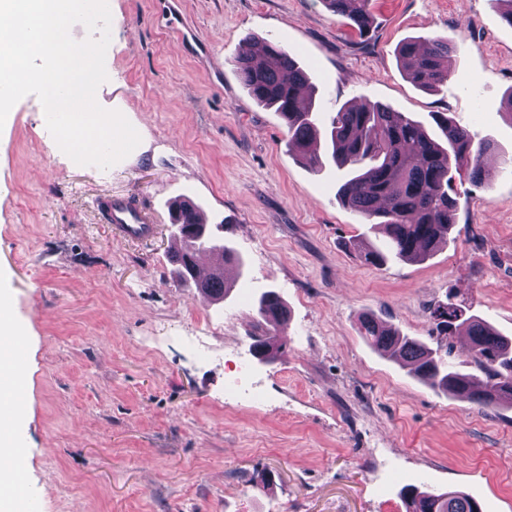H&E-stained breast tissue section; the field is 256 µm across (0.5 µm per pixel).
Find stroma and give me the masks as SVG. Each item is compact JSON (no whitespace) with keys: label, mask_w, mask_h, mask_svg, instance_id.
Wrapping results in <instances>:
<instances>
[{"label":"stroma","mask_w":512,"mask_h":512,"mask_svg":"<svg viewBox=\"0 0 512 512\" xmlns=\"http://www.w3.org/2000/svg\"><path fill=\"white\" fill-rule=\"evenodd\" d=\"M100 106L140 144L108 169L57 148L28 95L0 129V291L22 335L15 448L38 512H406L401 490H461L512 512V405L484 408L416 379L358 332L373 312L436 346L446 293L512 337V26L489 0H373L359 37L322 0H108ZM249 36L310 75L321 116L387 104L433 128L445 112L496 148L487 186L458 183V222L422 262L376 267L384 236L342 207L344 170L312 172L233 67ZM455 43L437 91L403 75L404 39ZM157 214L141 246L98 197ZM186 196L239 259L223 303L182 287L169 206ZM267 290L290 322L261 320ZM276 336L267 363L251 353ZM256 399L225 389L239 363Z\"/></svg>","instance_id":"obj_1"}]
</instances>
